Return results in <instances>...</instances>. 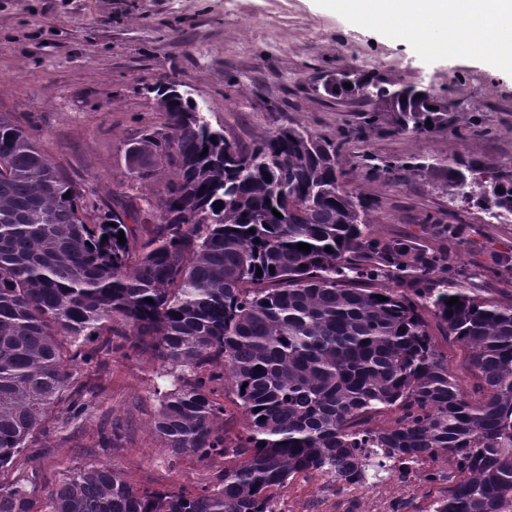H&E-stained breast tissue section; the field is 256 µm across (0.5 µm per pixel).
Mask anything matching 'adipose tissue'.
Returning a JSON list of instances; mask_svg holds the SVG:
<instances>
[{
    "label": "adipose tissue",
    "mask_w": 512,
    "mask_h": 512,
    "mask_svg": "<svg viewBox=\"0 0 512 512\" xmlns=\"http://www.w3.org/2000/svg\"><path fill=\"white\" fill-rule=\"evenodd\" d=\"M339 11L381 26L398 38H410L420 49L429 43L422 33L440 28L448 33L446 48L499 60L512 68V0H335ZM401 19L417 28L406 35Z\"/></svg>",
    "instance_id": "ef3b65f1"
}]
</instances>
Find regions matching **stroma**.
<instances>
[{"label":"stroma","instance_id":"obj_1","mask_svg":"<svg viewBox=\"0 0 512 512\" xmlns=\"http://www.w3.org/2000/svg\"><path fill=\"white\" fill-rule=\"evenodd\" d=\"M342 71L430 89L451 104L447 125L396 133L388 113L368 128L369 106L323 89ZM169 81L188 84L211 125L241 146L288 126L333 142L345 189L372 202V236L418 239L452 268L477 273L480 294L512 300V283L488 269L493 257L512 259V216L489 218L408 169L452 155L512 166L511 70L481 56L422 52L331 0H0V113L99 207L130 185L129 143L165 128L154 88ZM384 160L393 171L376 175ZM85 351L70 366L68 396L89 411L67 427L57 411L43 419L31 440L34 497L46 500L68 470L89 462L119 467L140 490L187 493L223 469V457L174 462L163 448L153 418L170 380L155 354L106 333ZM344 492L336 480H294L277 496L300 512H333Z\"/></svg>","mask_w":512,"mask_h":512}]
</instances>
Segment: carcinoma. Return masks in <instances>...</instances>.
<instances>
[{
  "mask_svg": "<svg viewBox=\"0 0 512 512\" xmlns=\"http://www.w3.org/2000/svg\"><path fill=\"white\" fill-rule=\"evenodd\" d=\"M351 84L325 91L373 106L371 127L381 112L394 114L395 131L448 123L449 103L425 88ZM156 93L168 125L134 141L128 176L143 183L173 170L159 207L126 194L106 210L89 204L0 113V470L16 471L0 482V512H270L271 493L298 474L357 484L380 478L388 460L424 456L454 471L425 476L451 480L435 512H496L512 495V303L479 294L470 272L436 277L437 251L371 236L369 203L343 190L334 143L288 127L250 150L231 147L211 140L178 84ZM441 170L450 198L512 215L511 167L456 157L417 167ZM144 224L152 230L141 242ZM427 314L458 343L471 388ZM104 330L171 366L154 427L173 455L224 457L210 486L139 491L116 466L90 462L68 471L48 503L31 495L29 439L69 387L66 361ZM205 367L231 384L245 433H218L224 408L197 378ZM380 413L395 418L368 426Z\"/></svg>",
  "mask_w": 512,
  "mask_h": 512,
  "instance_id": "cac0c4a2",
  "label": "carcinoma"
}]
</instances>
